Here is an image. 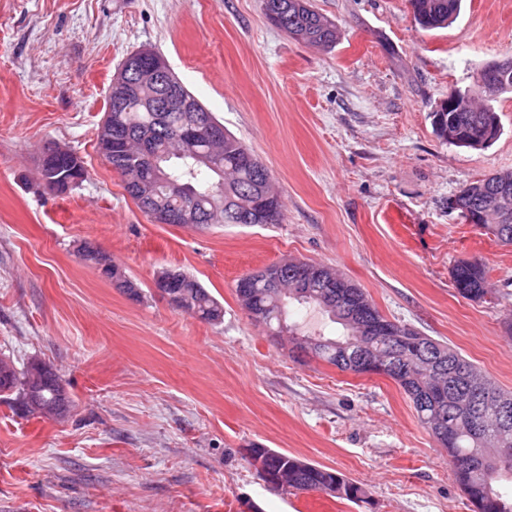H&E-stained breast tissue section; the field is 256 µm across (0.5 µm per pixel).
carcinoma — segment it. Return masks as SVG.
Returning <instances> with one entry per match:
<instances>
[{"mask_svg":"<svg viewBox=\"0 0 512 512\" xmlns=\"http://www.w3.org/2000/svg\"><path fill=\"white\" fill-rule=\"evenodd\" d=\"M277 9L266 14L267 20L297 41L332 48L339 32L336 24L313 8L310 0H276ZM415 21L425 30L448 26L460 11L461 0H409ZM181 112H152L134 101L120 113L119 126L109 140L98 142L99 152L112 167L126 171L139 161L131 155L140 136L152 141L155 165L140 161L141 184L124 185L136 201L145 198L169 210L190 208L199 217L197 227L212 224H273L282 216V202L275 191L264 164L231 133L214 143L201 139L193 149L181 156L170 153L172 138L180 130ZM432 125L437 137L444 140L453 130L455 146L477 149L485 138L497 139L501 133L499 119L490 107L470 108L461 101L460 108L450 112H433ZM45 186L64 194L76 188L86 177L83 161L76 154L47 161L39 160ZM70 188L60 189L58 184ZM456 211L468 213L471 223L488 229L499 243L512 245V172H501L471 182L455 195ZM303 274L310 288L305 295L295 294L294 276ZM489 270L477 260H461L451 270L457 293L468 300L480 301ZM171 293L177 297L176 307L208 322L224 315L223 306L203 285L179 268L164 271ZM112 282L131 299L140 300L138 286L116 266ZM236 296L242 308L271 334L287 333L293 347L342 371H354L350 365L356 350L369 345L380 356L389 357L395 370L388 373L410 400L421 424L449 458L472 464L453 469L461 488L476 512H512V499L504 498L496 488L502 478L512 480V415L501 420L491 407L502 403L512 411V392L491 384L486 375L447 343L431 338L409 324L387 319L365 291L332 268L303 263L298 271L293 262L269 265L237 281ZM292 301L313 304L327 313L343 328L338 338L306 336L287 324L288 304ZM384 322L397 337V349L378 347L371 336V326ZM33 370L18 374L7 361L0 359V394L20 389L23 406L36 412L31 397L57 416L71 408L61 380L54 370L43 371L32 380ZM35 390L31 396L27 387ZM479 393L482 408L461 406V397ZM480 415L489 433L482 441L470 432L466 418ZM259 470L279 474L281 488L292 492L319 491L332 482L345 479L334 469L315 463L304 464L300 458L285 452L265 449L252 459Z\"/></svg>","mask_w":512,"mask_h":512,"instance_id":"1","label":"carcinoma"}]
</instances>
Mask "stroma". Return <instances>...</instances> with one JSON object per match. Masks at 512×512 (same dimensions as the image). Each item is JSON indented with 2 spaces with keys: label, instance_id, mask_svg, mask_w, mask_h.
Wrapping results in <instances>:
<instances>
[{
  "label": "stroma",
  "instance_id": "1",
  "mask_svg": "<svg viewBox=\"0 0 512 512\" xmlns=\"http://www.w3.org/2000/svg\"><path fill=\"white\" fill-rule=\"evenodd\" d=\"M262 2L0 0V358L52 366L74 402L55 417L0 396V512H473L394 380L293 355L235 287L276 262L326 265L512 391V246L448 208L512 171V93L491 100L502 133L484 149L442 142L430 118L512 56V0H463L432 31L408 0H312L340 30L331 49L272 26ZM142 48L270 169L280 223L158 224L127 194L97 138L111 78ZM49 144L84 163L71 192L43 184ZM84 243L141 300L82 261ZM462 259L487 266L484 300L458 295ZM170 267L222 322L155 289ZM254 447L335 469L365 499L271 488Z\"/></svg>",
  "mask_w": 512,
  "mask_h": 512
}]
</instances>
